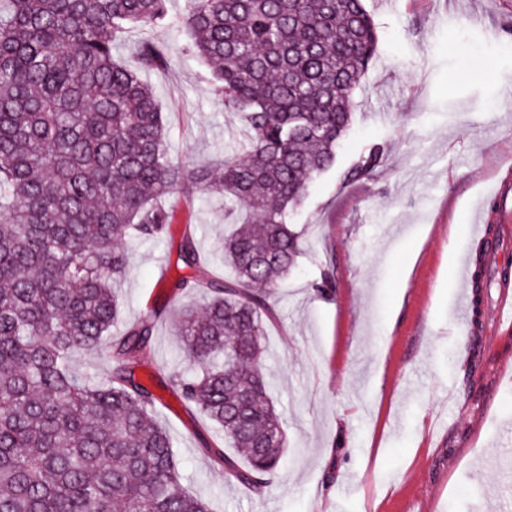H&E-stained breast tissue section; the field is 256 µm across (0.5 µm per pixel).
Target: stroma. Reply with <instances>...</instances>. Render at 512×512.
Here are the masks:
<instances>
[{"instance_id":"obj_1","label":"stroma","mask_w":512,"mask_h":512,"mask_svg":"<svg viewBox=\"0 0 512 512\" xmlns=\"http://www.w3.org/2000/svg\"><path fill=\"white\" fill-rule=\"evenodd\" d=\"M376 56L354 94L353 125L334 169L310 187L291 221L305 247L273 298L264 339L269 394L287 446L256 493L227 482L202 450L217 435L172 387L197 369L175 336L177 311L203 294L173 293L192 233L206 268L224 200L174 195L158 238L131 255L119 286L131 323L155 303L167 313L139 369L151 376L157 417L169 431L186 487L217 512H512V234L499 229L489 189L512 184V0H398L388 12L364 0ZM167 64L146 72L169 126L168 151L183 163L214 162L245 122L225 110L186 30L129 28L114 60L138 68L142 43ZM387 143L368 179L342 173L364 147ZM491 281L481 309L472 273ZM333 286L317 291L324 276Z\"/></svg>"}]
</instances>
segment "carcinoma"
Segmentation results:
<instances>
[{"instance_id":"obj_1","label":"carcinoma","mask_w":512,"mask_h":512,"mask_svg":"<svg viewBox=\"0 0 512 512\" xmlns=\"http://www.w3.org/2000/svg\"><path fill=\"white\" fill-rule=\"evenodd\" d=\"M170 24L168 0H0V512H214L183 484L136 376L165 308L112 333L114 285L169 223L173 194L218 192L248 211L224 213L233 228L217 249L232 278L205 274L193 237L180 247L194 274L174 287L206 302L179 314L200 372L175 386L223 431L204 451L258 493L286 447L263 370L271 298L304 248L289 214L351 129L374 24L362 0H186L190 50L224 109L245 114L216 167L169 157L152 86L112 58L128 26ZM140 63L167 58L146 43ZM386 153L370 145L344 180L373 176ZM488 284L477 268L474 305ZM106 341L119 360L109 380L71 368Z\"/></svg>"}]
</instances>
